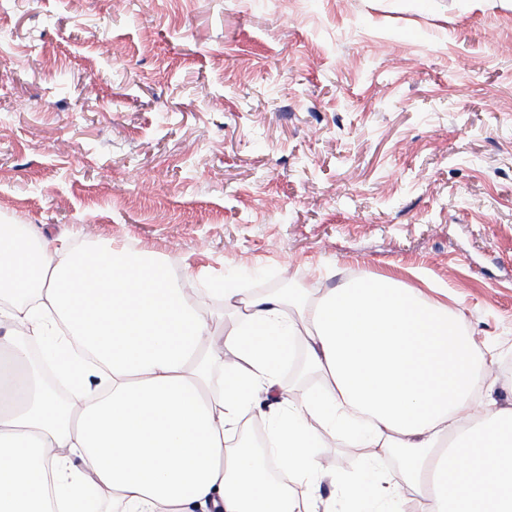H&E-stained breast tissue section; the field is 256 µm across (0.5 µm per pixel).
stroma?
<instances>
[{
	"label": "stroma",
	"mask_w": 512,
	"mask_h": 512,
	"mask_svg": "<svg viewBox=\"0 0 512 512\" xmlns=\"http://www.w3.org/2000/svg\"><path fill=\"white\" fill-rule=\"evenodd\" d=\"M0 224L162 256L217 335L230 273L394 277L511 401L512 0H11Z\"/></svg>",
	"instance_id": "obj_1"
}]
</instances>
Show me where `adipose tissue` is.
I'll use <instances>...</instances> for the list:
<instances>
[{"mask_svg": "<svg viewBox=\"0 0 512 512\" xmlns=\"http://www.w3.org/2000/svg\"><path fill=\"white\" fill-rule=\"evenodd\" d=\"M223 294L240 315L218 338L154 256L1 224L0 318L60 369L76 351L89 363L66 403L25 342L0 336V512H86L88 486L114 512H325L326 477L347 512H406L408 489L419 512H512V407L492 398L484 356L446 305L386 276L294 314L231 278ZM296 342L324 382L293 405L279 372ZM260 393L278 406L266 454L229 444ZM327 435L368 449L371 483L323 467ZM391 454L398 483L379 469Z\"/></svg>", "mask_w": 512, "mask_h": 512, "instance_id": "1", "label": "adipose tissue"}]
</instances>
